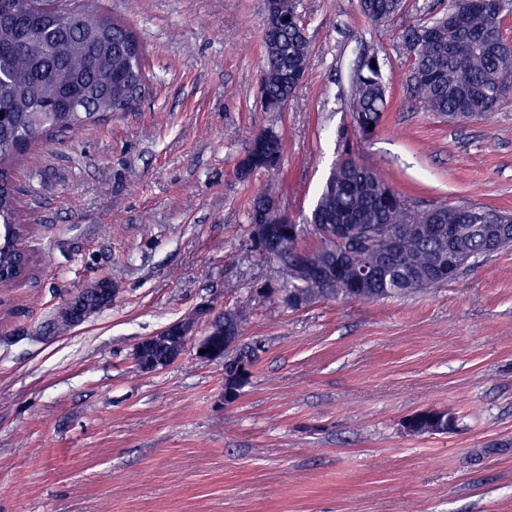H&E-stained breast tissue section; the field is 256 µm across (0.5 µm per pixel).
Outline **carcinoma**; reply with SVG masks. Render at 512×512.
I'll return each instance as SVG.
<instances>
[{
	"instance_id": "carcinoma-1",
	"label": "carcinoma",
	"mask_w": 512,
	"mask_h": 512,
	"mask_svg": "<svg viewBox=\"0 0 512 512\" xmlns=\"http://www.w3.org/2000/svg\"><path fill=\"white\" fill-rule=\"evenodd\" d=\"M14 0H0V226L11 240L0 246V270L13 276L26 274L19 252L32 237L34 224L19 216V199L12 179L17 160L31 146L58 132L78 133L102 125L120 112L130 111L147 86L146 47L124 22L89 11L82 0H29L34 11L54 19L57 28L43 38L31 34L27 19L12 10ZM366 20L384 25L403 8V0H358ZM503 0H450L448 10L424 25L409 28L405 40L415 54L412 90L420 105L450 122L466 121L492 111L500 88L512 78V43L502 33ZM312 54L311 41L296 10L295 0H264V65L261 101L267 112L279 111L297 92ZM355 133L366 139L381 125L387 108L383 62L366 53L357 62L351 94ZM343 151L329 171L309 218L298 224L270 208L272 196L253 197L248 211L251 224H291V234L252 240L259 255L276 262L282 276L281 301L299 309L320 300L372 302L405 298L440 284L427 275L433 256L442 248L428 232H404L411 225L445 220L473 227L466 247L475 257L487 256V240L475 212L512 225L507 211L474 204L439 205L420 210L377 171L354 157L348 134L340 133ZM248 166L237 165L239 179L258 170L282 174V138L273 132L253 137L245 154ZM321 224H356L365 232L335 241L322 233ZM379 224L394 237L374 238L366 229ZM337 251L358 256L377 267L370 288H362L351 270L336 284L322 287L314 279L297 275L298 261L325 260ZM112 289L105 280L73 300L71 311L57 312L52 322L60 329L83 321L107 305L101 290ZM251 319L245 307L224 311L217 321L235 336ZM448 411L427 409L405 420L418 435L437 428L449 431Z\"/></svg>"
}]
</instances>
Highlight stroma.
I'll list each match as a JSON object with an SVG mask.
<instances>
[{"instance_id":"obj_1","label":"stroma","mask_w":512,"mask_h":512,"mask_svg":"<svg viewBox=\"0 0 512 512\" xmlns=\"http://www.w3.org/2000/svg\"><path fill=\"white\" fill-rule=\"evenodd\" d=\"M148 47L133 110L31 149L13 179L31 275L0 286V512H512V247L406 299L291 310L246 233L252 197L309 213L352 124L353 65L384 62L388 107L355 155L414 205L512 212V90L450 123L412 87L404 34L448 8L405 0L382 27L358 0H296L312 43L287 107L260 103L263 0H86ZM284 137L281 177L239 180L258 133ZM102 279L109 309L46 324ZM248 307L252 375L224 403V364L194 347L142 372L143 338ZM444 434L410 436L424 409ZM448 416V411L445 410H437V409H427L418 411L415 414L411 415L409 418L405 420L403 426H407V428L414 429L415 433L418 435L426 434V433H447L449 430H452L455 426V419L453 417V423L448 428V421H445V418ZM438 420L440 424H436L434 421ZM440 425V427H439ZM434 429L442 428V431L436 432Z\"/></svg>"}]
</instances>
